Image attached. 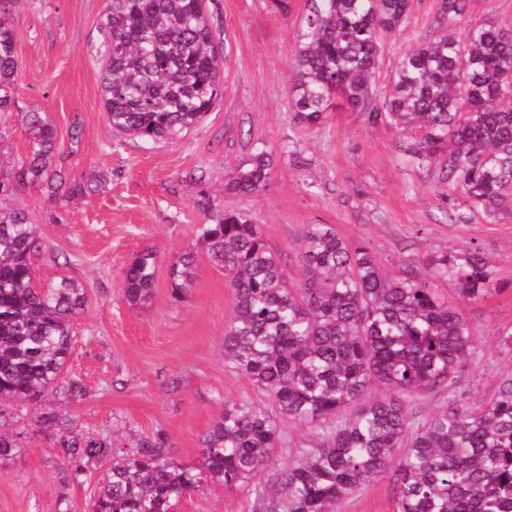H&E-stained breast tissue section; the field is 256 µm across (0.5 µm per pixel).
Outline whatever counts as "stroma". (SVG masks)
Segmentation results:
<instances>
[{"label":"stroma","mask_w":512,"mask_h":512,"mask_svg":"<svg viewBox=\"0 0 512 512\" xmlns=\"http://www.w3.org/2000/svg\"><path fill=\"white\" fill-rule=\"evenodd\" d=\"M439 0H414L404 30L386 43L379 85L392 79L401 52L427 34ZM107 0H20L13 29L18 51L17 106L0 112V159L28 149L22 112H42L57 132L55 161L80 183L78 196L46 195L29 184L7 200L24 209L44 240L34 264L38 285L78 280L87 305L72 325L65 374L81 380L86 395L65 403L45 393L12 402L5 430L21 450L0 462V512H86L103 463L86 465L65 481L63 453L39 423L57 412L86 436L108 435L114 454L136 438L164 433L181 462L200 461V437L225 406L266 395L224 358V327L234 292L228 277L196 240L208 220L197 201L213 209L243 211L260 224L269 248L292 281L303 278L302 235L310 224H328L345 241L366 245L390 275L406 268L432 278L438 294L458 305L473 330L474 352L447 387L413 395L407 408L424 421L455 401L476 410L512 377V220L469 224L446 218L448 199L431 170L405 154L388 126H367L342 106L322 125L298 122L288 101L290 59L300 41L306 0H290L288 14L271 0H211L215 27L230 44L224 90L204 121L179 141L152 142L114 134L103 106L101 18ZM265 142L274 170L263 191H226L252 141ZM201 168L204 183L187 175ZM479 249L494 266L498 292L459 302L451 281L433 279L428 256ZM157 255L152 297L136 309L120 288L134 256ZM193 251L195 277L175 296L171 261ZM320 428L282 420L271 465L258 475L273 484L278 473L314 449ZM340 512H395L389 476L344 499ZM176 512H255L251 485L211 486L191 493Z\"/></svg>","instance_id":"35a3bbf8"}]
</instances>
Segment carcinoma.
I'll return each mask as SVG.
<instances>
[{
    "label": "carcinoma",
    "mask_w": 512,
    "mask_h": 512,
    "mask_svg": "<svg viewBox=\"0 0 512 512\" xmlns=\"http://www.w3.org/2000/svg\"><path fill=\"white\" fill-rule=\"evenodd\" d=\"M17 2L0 0V112L15 105ZM307 3L289 75L298 122L321 125L339 98L367 125H389L419 165L434 169L448 188L451 222L467 224L478 212L493 223L511 219L512 24L468 16V0H440L430 34L400 54L386 89L376 81L384 41L406 26L413 0ZM101 30L100 84L112 132L174 140L212 111L224 61L207 0H108ZM23 121L29 154L0 178V198L34 183L50 196L82 192L53 167L55 127L35 111ZM272 172V152L254 142L229 189L258 193ZM197 237L234 290L224 357L271 405L240 400L224 409L201 436L194 466L174 456L162 432L116 457L112 437H85L65 417L42 416L74 478L85 462H107L88 512H174L203 483L244 485L270 465L283 418L321 428L322 439L280 474L279 494L255 489L257 512H336L388 472L396 512H512V377L478 410L452 402L410 424L407 398L448 385L473 352L462 312L425 278L411 268L388 275L367 246L349 244L328 224L303 233L298 285L244 212H212ZM43 248L24 211L0 207V416L4 402L35 393L68 402L85 395L80 380L62 377L85 288L71 278L37 287L34 259ZM195 263L189 252L173 260L176 295L190 287ZM426 265L453 281L463 301L497 286L475 248L432 255ZM155 267L151 250L127 267L121 290L129 305L148 303ZM372 388L385 395L368 398ZM19 448L0 431V461Z\"/></svg>",
    "instance_id": "obj_1"
}]
</instances>
